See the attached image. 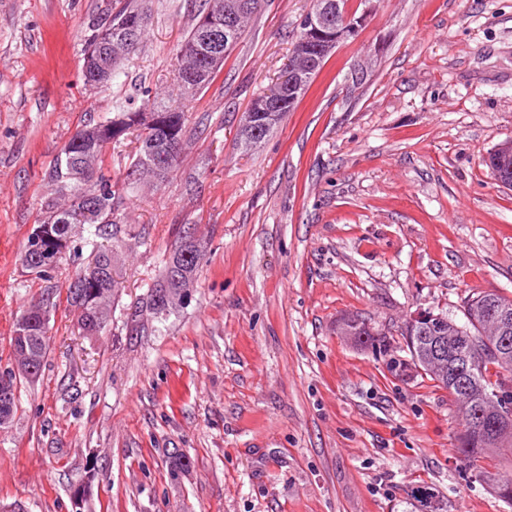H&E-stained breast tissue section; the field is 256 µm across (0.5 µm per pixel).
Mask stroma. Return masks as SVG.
Returning <instances> with one entry per match:
<instances>
[{
    "label": "stroma",
    "instance_id": "35a3bbf8",
    "mask_svg": "<svg viewBox=\"0 0 512 512\" xmlns=\"http://www.w3.org/2000/svg\"><path fill=\"white\" fill-rule=\"evenodd\" d=\"M111 2L0 0V370L20 315L57 288L46 366L0 429V512H512L492 489L512 453L463 467L447 390L390 370L416 310L459 321L473 293L512 298V189L484 164L512 140V0H348L364 26L248 149L243 115L312 6L269 0L188 104L167 178L141 177L118 239L98 238L122 286L89 338L65 295L94 254L86 227L49 280L23 264L48 173L116 103L176 94L204 4L150 0L119 78L87 88L82 46ZM186 231L203 251L189 297L137 334L128 315ZM352 313L385 347L339 333ZM177 454L191 468L174 475Z\"/></svg>",
    "mask_w": 512,
    "mask_h": 512
}]
</instances>
